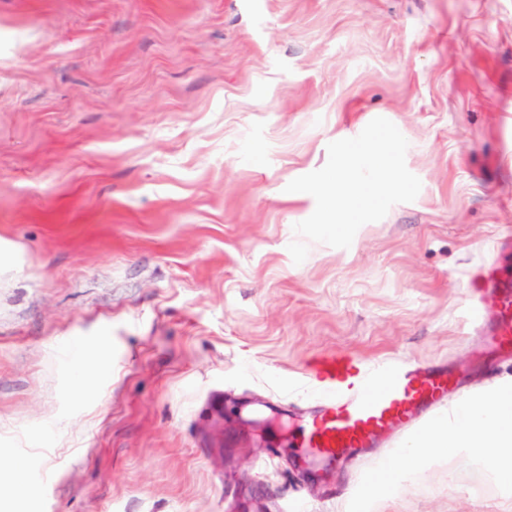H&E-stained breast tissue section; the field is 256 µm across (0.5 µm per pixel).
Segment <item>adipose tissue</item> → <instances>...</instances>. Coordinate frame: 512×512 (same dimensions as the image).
<instances>
[{"label":"adipose tissue","instance_id":"ef3b65f1","mask_svg":"<svg viewBox=\"0 0 512 512\" xmlns=\"http://www.w3.org/2000/svg\"><path fill=\"white\" fill-rule=\"evenodd\" d=\"M512 449V383H499L469 394L451 407L446 417L437 420L402 452L405 464L429 460L445 452L467 461L480 457L496 466L497 475L512 483V467L499 466L504 450Z\"/></svg>","mask_w":512,"mask_h":512}]
</instances>
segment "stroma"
Returning a JSON list of instances; mask_svg holds the SVG:
<instances>
[{
  "mask_svg": "<svg viewBox=\"0 0 512 512\" xmlns=\"http://www.w3.org/2000/svg\"><path fill=\"white\" fill-rule=\"evenodd\" d=\"M382 115L417 198L294 263L288 183ZM509 224L512 0H0V512H512L477 460L382 480L426 420L325 482L232 406L305 425L340 351L511 378L467 314ZM92 363L93 365L90 370H83L75 377L72 384L73 395L85 397L93 393L95 376L104 377L112 370L111 362L102 359L98 355L92 359Z\"/></svg>",
  "mask_w": 512,
  "mask_h": 512,
  "instance_id": "obj_1",
  "label": "stroma"
}]
</instances>
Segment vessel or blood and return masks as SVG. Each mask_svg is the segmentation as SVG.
<instances>
[{
	"instance_id": "obj_1",
	"label": "vessel or blood",
	"mask_w": 512,
	"mask_h": 512,
	"mask_svg": "<svg viewBox=\"0 0 512 512\" xmlns=\"http://www.w3.org/2000/svg\"><path fill=\"white\" fill-rule=\"evenodd\" d=\"M491 286L495 293L484 307L495 321L491 334L511 348L512 279L495 278ZM312 376L323 392L322 404L300 445L315 464L362 457L376 442L435 410L448 385L447 373L437 367L421 371L389 364L371 372L345 354L320 358Z\"/></svg>"
}]
</instances>
